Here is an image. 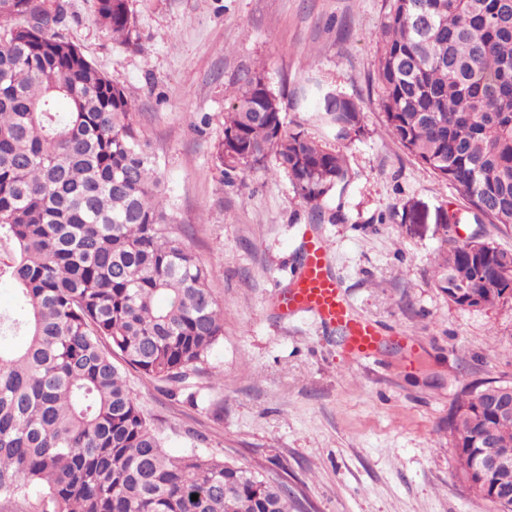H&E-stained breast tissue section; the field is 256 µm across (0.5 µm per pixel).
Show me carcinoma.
Here are the masks:
<instances>
[{"label": "carcinoma", "mask_w": 512, "mask_h": 512, "mask_svg": "<svg viewBox=\"0 0 512 512\" xmlns=\"http://www.w3.org/2000/svg\"><path fill=\"white\" fill-rule=\"evenodd\" d=\"M96 22L136 45L128 0H93ZM62 0H0V238L12 240L18 305L0 311V499L40 512H298L288 486L235 462L168 454L127 381L204 400L193 379L224 335L211 272L172 236L164 179L124 85L55 27ZM375 72L385 132L467 201L512 224V0H390ZM314 95L336 140L365 135L354 99L319 83L286 102L260 73L232 95L219 154L229 183L269 156L320 224L355 178L345 155L291 133L283 111ZM434 280L467 309L512 289V251L479 234L440 255ZM455 400L448 433L462 479L484 427L512 423ZM198 495L192 500L191 495Z\"/></svg>", "instance_id": "cac0c4a2"}]
</instances>
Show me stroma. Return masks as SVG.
Wrapping results in <instances>:
<instances>
[{
	"instance_id": "obj_1",
	"label": "stroma",
	"mask_w": 512,
	"mask_h": 512,
	"mask_svg": "<svg viewBox=\"0 0 512 512\" xmlns=\"http://www.w3.org/2000/svg\"><path fill=\"white\" fill-rule=\"evenodd\" d=\"M57 30L136 103L134 124L164 177L174 236L211 271L224 336L208 365L223 375L192 406L131 376L169 454L193 450L284 478L307 512H498L461 482L448 436L457 396L512 383V299L461 309L432 279L443 217L512 250V227L476 224L467 204L383 131L376 35L389 0H129L138 48L113 41L93 0H64ZM263 71L278 94L320 80L355 99L364 136L336 140L312 113L288 131L344 153L355 179L334 223L313 225L275 158L224 181L219 146L230 93ZM327 237L349 301L383 329L371 357L345 356L311 315L285 319L310 233ZM404 332L406 355L390 341Z\"/></svg>"
}]
</instances>
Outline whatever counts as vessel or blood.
Returning <instances> with one entry per match:
<instances>
[{
	"label": "vessel or blood",
	"mask_w": 512,
	"mask_h": 512,
	"mask_svg": "<svg viewBox=\"0 0 512 512\" xmlns=\"http://www.w3.org/2000/svg\"><path fill=\"white\" fill-rule=\"evenodd\" d=\"M327 240L310 235L303 243L296 272L288 288L276 296L280 316L299 313L315 317L329 331L340 332L342 347L353 359L373 355L380 343V330L371 321L355 315L345 291L330 267Z\"/></svg>",
	"instance_id": "b4317fda"
}]
</instances>
